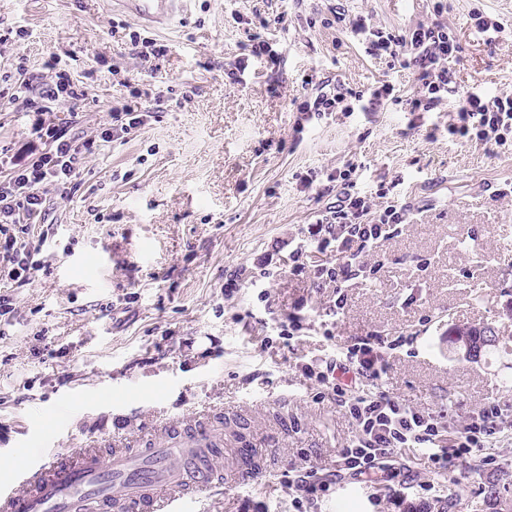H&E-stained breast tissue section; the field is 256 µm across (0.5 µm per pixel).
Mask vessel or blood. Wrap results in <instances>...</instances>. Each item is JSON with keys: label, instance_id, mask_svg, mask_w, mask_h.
Segmentation results:
<instances>
[{"label": "vessel or blood", "instance_id": "obj_1", "mask_svg": "<svg viewBox=\"0 0 512 512\" xmlns=\"http://www.w3.org/2000/svg\"><path fill=\"white\" fill-rule=\"evenodd\" d=\"M146 28L167 26L180 0H116ZM217 437L196 425H174L160 447L102 459L92 445L39 456L0 482V512H192L222 474L211 453Z\"/></svg>", "mask_w": 512, "mask_h": 512}]
</instances>
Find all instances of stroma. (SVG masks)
Segmentation results:
<instances>
[{
  "mask_svg": "<svg viewBox=\"0 0 512 512\" xmlns=\"http://www.w3.org/2000/svg\"><path fill=\"white\" fill-rule=\"evenodd\" d=\"M443 19L463 52L460 90L512 92V0H444ZM432 0H188L161 31L164 56L144 60L130 38L133 17L106 0H0V76L25 64L32 87L51 82L50 54L83 78L77 107H56L57 124L86 135L110 123L132 94L149 111L145 127L82 160L80 187L55 200L42 254L45 270L12 289L17 312L0 323V459H35L93 440L102 456L165 440L184 417L220 434L221 489L197 512H294L281 481L288 465L315 467L331 487L316 512H387L383 481L363 484L338 469L352 425L315 401L300 359L333 352L376 330L412 337L394 351L383 387L419 406L447 411L452 429L488 400L512 419V353L478 363L450 345L456 330L491 325L512 339V200L495 186L512 180V150L491 155L447 138L431 142L396 106L325 115L293 127V99L333 90L367 92L383 80L412 92L408 71L372 59L351 28L322 26L331 11L405 30L428 21ZM499 19L488 39L471 26L474 9ZM284 17L265 30L277 64L232 66L250 21ZM33 139L23 112L0 99V149L25 155ZM366 168L361 192L401 180L414 215L384 242L372 285H355L334 340L323 323L329 288L288 276L287 252L268 302L246 287L224 297V281L280 241L300 235L334 191L303 190L298 176L346 161ZM307 299L308 325L291 346L269 342L268 318L284 319ZM40 356H33V349ZM492 466L468 463L430 472L422 452L393 455L391 472L434 482L443 512H494L483 490L512 468V435Z\"/></svg>",
  "mask_w": 512,
  "mask_h": 512,
  "instance_id": "obj_1",
  "label": "stroma"
}]
</instances>
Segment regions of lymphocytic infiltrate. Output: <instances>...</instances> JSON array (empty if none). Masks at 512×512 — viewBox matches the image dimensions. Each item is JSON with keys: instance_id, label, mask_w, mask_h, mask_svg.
Masks as SVG:
<instances>
[{"instance_id": "f902f5d3", "label": "lymphocytic infiltrate", "mask_w": 512, "mask_h": 512, "mask_svg": "<svg viewBox=\"0 0 512 512\" xmlns=\"http://www.w3.org/2000/svg\"><path fill=\"white\" fill-rule=\"evenodd\" d=\"M442 9L438 2L434 19L403 33L354 20L368 56L401 59L414 75L411 96L401 97L393 84L383 82L371 89L369 104L400 103L415 121L424 122L426 114L447 99L450 66L458 61L461 46L441 19ZM83 96L79 80L67 71L57 72L55 81L40 89L43 106L32 124L40 150L27 161L0 155V166L7 169L0 180V275L13 286L29 284L42 268L38 255L43 243L31 238L29 229L47 223L48 193L70 197L85 156L94 154L99 143L111 141L114 132L127 134L147 122L146 113L125 104L97 135H69L50 113L54 105L74 104ZM442 131L449 141L488 152L506 148L512 143V92L490 99L480 92H466L449 110L446 125L427 124L426 137L436 139ZM357 170V164L349 162L306 173L304 187L321 180L337 185L336 204L308 225L303 236L288 243L290 276L309 280L315 288H333L334 306L340 312L347 304L348 289L368 282L374 273L370 258L378 244L401 234L411 211L409 203L393 197L389 187L378 188L371 197L361 194ZM398 346L397 340L370 331L353 337L334 354L299 363L303 376L318 384L317 399L336 404L355 428L340 454L345 471L356 479L388 477L389 459L405 448L424 451L437 474L447 472L452 462L485 457L501 432L499 403L487 401L471 413L463 430L451 432L447 412L411 405L384 390L386 356ZM283 478L296 491L294 512H310L330 489L327 480L311 468L289 467Z\"/></svg>"}]
</instances>
